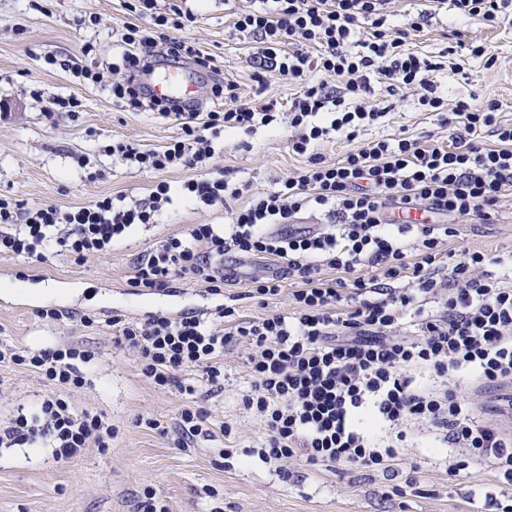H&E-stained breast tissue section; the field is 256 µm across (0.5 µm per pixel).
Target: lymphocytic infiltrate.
Returning a JSON list of instances; mask_svg holds the SVG:
<instances>
[{
    "label": "lymphocytic infiltrate",
    "instance_id": "obj_1",
    "mask_svg": "<svg viewBox=\"0 0 512 512\" xmlns=\"http://www.w3.org/2000/svg\"><path fill=\"white\" fill-rule=\"evenodd\" d=\"M391 2L259 0L239 10L234 27L254 39L257 69L277 72L296 92L283 115L274 101L246 99L235 84L218 83L212 94L224 107L201 118L149 98L142 84L162 59L211 68L212 58L182 35L190 15L175 4L161 12L157 0H127L145 23L120 33L125 51L112 95L158 111L181 134L156 151L118 140L99 152L160 175L177 167L197 175L176 190L160 179L148 201L134 205L102 196L64 212L0 197V255L43 267L61 252L81 265L155 223L173 195L226 206L241 190L213 169L215 140L228 130L287 124L288 147L305 156V166L277 189L229 209L225 223L194 224L154 243L135 259L128 283L158 291L187 279L218 293L227 256L267 257L279 271L252 280L248 295L265 301L294 281L290 312L248 320L231 306L209 320L192 312L140 320L117 314L110 322L114 344L135 353L155 388L182 387L194 374L214 390L224 385L225 350L245 345L250 389L243 405L264 430L256 454L267 465L336 463L391 477L407 446L402 426L414 420L456 449L449 476L473 466L494 471L509 487L500 512H512V435L477 421L457 393L463 377L482 389L512 383V272L492 276L493 256L443 248L457 233L452 218L490 220L512 195V124L502 122L494 99L481 108L462 98L445 102L433 78L436 64L410 47L422 19L451 7L494 24L512 0H424L416 18L394 27L387 24ZM375 81L415 91L422 111L447 127V141L357 143L360 129L382 116L370 100ZM333 132L353 147L328 162L313 148ZM306 209L321 211L322 227L293 230ZM413 210L424 212L425 223H408ZM408 315L417 318L418 334H399ZM91 358L71 343L0 347L1 367H29L52 386L34 411L18 409L0 423V448L45 441L64 460L89 448L109 450L116 427L103 415L76 412L68 398L83 387L81 367ZM208 417L191 399L172 423L145 424L185 448L209 435Z\"/></svg>",
    "mask_w": 512,
    "mask_h": 512
}]
</instances>
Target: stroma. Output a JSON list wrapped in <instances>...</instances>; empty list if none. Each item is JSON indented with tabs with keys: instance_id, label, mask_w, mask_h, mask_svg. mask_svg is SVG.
Returning a JSON list of instances; mask_svg holds the SVG:
<instances>
[{
	"instance_id": "1",
	"label": "stroma",
	"mask_w": 512,
	"mask_h": 512,
	"mask_svg": "<svg viewBox=\"0 0 512 512\" xmlns=\"http://www.w3.org/2000/svg\"><path fill=\"white\" fill-rule=\"evenodd\" d=\"M179 5L194 18L184 37L215 59L216 68L208 73L190 62L183 65L201 112L221 109L210 89L225 81L236 83L244 97L260 88L265 97L287 105L294 93L287 79L272 73L260 87L253 78V43L233 27L241 0H179ZM138 21L124 0H0V196L64 211L106 195L124 196L129 205L147 200L159 176L97 152L99 143L112 139L157 150L179 134L175 123L156 112L112 101V64L122 54L117 32ZM459 41L486 45L495 64L486 66L465 50L449 54V46ZM87 43L93 50L85 55L81 48ZM412 46L438 64L433 78L440 96L465 98L476 107L498 100L502 119L512 123V25L492 26L451 11L433 18ZM81 67L100 71V82L78 78L75 71ZM60 97L77 98L81 106L74 113L52 110V99ZM371 97L386 115L361 130L359 142L402 134L432 143L447 140V129L421 111L411 93L376 83ZM304 164V157L289 150L283 130L262 126L249 134L223 133L213 160L231 184L242 188L241 199L274 190L277 181ZM95 169L103 170V178L89 180L88 171ZM239 201L216 208L174 199L157 223L138 226L111 252L81 266L59 256L35 268L0 255V344L35 348L70 342L89 350L92 359L82 367L86 384L72 401L77 411L105 414L119 428L110 451L90 448L70 460L55 459L49 448H0V512H136L148 488L161 494L169 512H212L216 507L223 512H493L492 500L501 499L504 491L495 473L472 468L449 477L444 462L421 447L416 450L418 470L406 467L401 473L412 479V486L397 494L390 481L338 465L314 468L296 461L281 474L258 458L244 460V450L259 446L264 434L241 403L249 379L236 349L224 355L222 390L210 394L205 386L196 388L211 415L210 437L181 450L172 438L138 424L141 414L171 420L185 395L155 389L142 377L135 356L113 346L105 325L113 312L140 319L152 312L177 315L231 302L243 317L252 318L289 308L284 293L265 306L247 297V279L269 273L258 258L240 261L241 282L218 295L182 280L164 291L128 284L130 264L141 250L193 224L223 223L227 209ZM455 223L456 246L501 257V264L489 270L504 273V261L512 259V200L503 199L489 223L464 217ZM50 308L59 312V320H40L38 310ZM83 314L95 316L96 324L80 323ZM46 388L32 370L0 367V422L18 406L33 407ZM462 393L476 418L512 427V388L476 390L466 382ZM225 422L233 425L232 435H224ZM228 448L234 451L229 459L224 456Z\"/></svg>"
}]
</instances>
